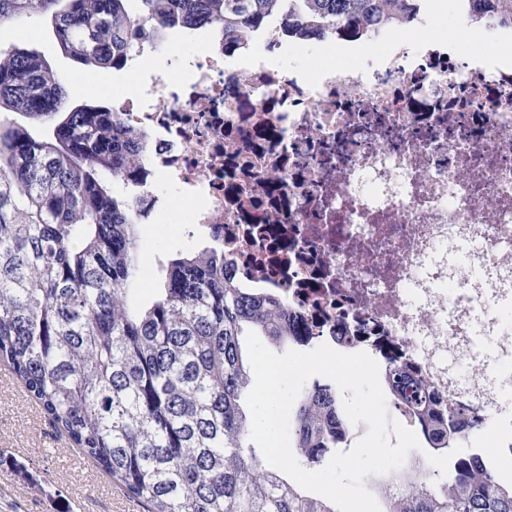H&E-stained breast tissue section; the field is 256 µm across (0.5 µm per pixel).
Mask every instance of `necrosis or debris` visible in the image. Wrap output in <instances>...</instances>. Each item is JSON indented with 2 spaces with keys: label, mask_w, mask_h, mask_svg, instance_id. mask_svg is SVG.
I'll return each instance as SVG.
<instances>
[{
  "label": "necrosis or debris",
  "mask_w": 512,
  "mask_h": 512,
  "mask_svg": "<svg viewBox=\"0 0 512 512\" xmlns=\"http://www.w3.org/2000/svg\"><path fill=\"white\" fill-rule=\"evenodd\" d=\"M495 53L443 46L424 12L371 38L323 41L360 56L285 65L305 50L278 19L224 51L170 52L182 74L117 101L156 177L238 281L331 336L337 317L380 369L417 367L435 393L512 441V24L481 19ZM410 25L418 44L400 42Z\"/></svg>",
  "instance_id": "1"
}]
</instances>
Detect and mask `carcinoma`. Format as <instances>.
I'll use <instances>...</instances> for the list:
<instances>
[{
    "mask_svg": "<svg viewBox=\"0 0 512 512\" xmlns=\"http://www.w3.org/2000/svg\"><path fill=\"white\" fill-rule=\"evenodd\" d=\"M0 0V27L50 20L61 50L88 67L119 69L137 37L201 28L236 34L277 17L288 34L320 41L377 29L414 0ZM465 19L512 22V0H464ZM69 91L33 50L0 49V362L71 441L147 512H337L256 452L244 409L253 332L304 342L300 317L279 299L240 286L215 246L179 253L148 301L140 279L138 209L105 184L130 182L147 141L112 109ZM386 382L437 455L455 451L448 490L394 475L383 512H512V485L478 454L458 451L479 429L435 404L426 385L392 365ZM332 386L305 389L294 448L319 465L348 441Z\"/></svg>",
    "mask_w": 512,
    "mask_h": 512,
    "instance_id": "1",
    "label": "carcinoma"
}]
</instances>
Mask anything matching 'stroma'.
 <instances>
[{"mask_svg": "<svg viewBox=\"0 0 512 512\" xmlns=\"http://www.w3.org/2000/svg\"><path fill=\"white\" fill-rule=\"evenodd\" d=\"M437 22L434 36H465L480 44L478 26L462 27L456 20L455 0H430ZM36 50L67 86L91 84V103L112 105L113 94L130 95L151 75L168 68L164 52L144 57L133 71L89 68L62 54L49 20L36 18L0 28V48ZM157 191L165 202L157 221L139 227L138 259L149 277L140 284L141 298H151L162 277V267L175 254L196 252L206 245L202 236H189L186 205L173 196L166 181ZM0 512H145L112 477L79 448L28 396L12 370L0 363Z\"/></svg>", "mask_w": 512, "mask_h": 512, "instance_id": "1", "label": "stroma"}]
</instances>
